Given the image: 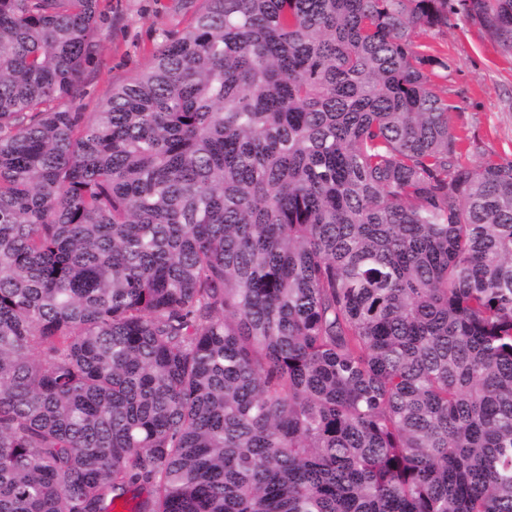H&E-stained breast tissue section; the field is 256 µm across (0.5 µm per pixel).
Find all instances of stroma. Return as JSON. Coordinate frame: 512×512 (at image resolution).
Here are the masks:
<instances>
[{
	"label": "stroma",
	"mask_w": 512,
	"mask_h": 512,
	"mask_svg": "<svg viewBox=\"0 0 512 512\" xmlns=\"http://www.w3.org/2000/svg\"><path fill=\"white\" fill-rule=\"evenodd\" d=\"M202 0H100L95 68L84 73L85 111H97L113 87L126 83L149 62L148 50L162 33L185 28ZM414 38L447 53L452 61L446 84L459 110L451 116L459 134L479 148L512 158V54L501 51L467 21L443 33L419 30Z\"/></svg>",
	"instance_id": "obj_1"
}]
</instances>
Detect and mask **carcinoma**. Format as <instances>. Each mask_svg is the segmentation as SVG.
<instances>
[{
  "instance_id": "1",
  "label": "carcinoma",
  "mask_w": 512,
  "mask_h": 512,
  "mask_svg": "<svg viewBox=\"0 0 512 512\" xmlns=\"http://www.w3.org/2000/svg\"><path fill=\"white\" fill-rule=\"evenodd\" d=\"M99 0H0V512H512V160L416 29L202 0L82 112Z\"/></svg>"
}]
</instances>
